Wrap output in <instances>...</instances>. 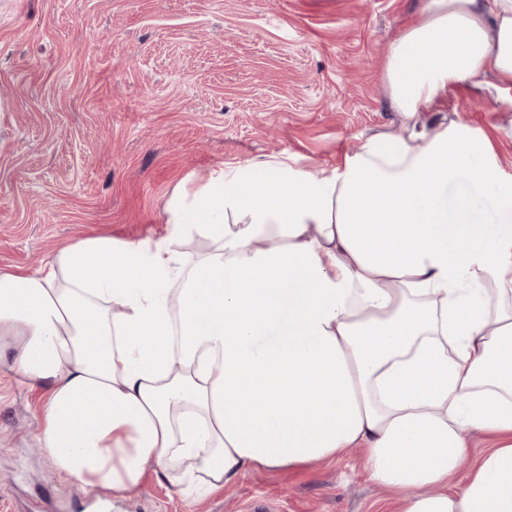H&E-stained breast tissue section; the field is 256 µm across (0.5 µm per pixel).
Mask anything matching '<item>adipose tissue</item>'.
<instances>
[{"instance_id": "1", "label": "adipose tissue", "mask_w": 512, "mask_h": 512, "mask_svg": "<svg viewBox=\"0 0 512 512\" xmlns=\"http://www.w3.org/2000/svg\"><path fill=\"white\" fill-rule=\"evenodd\" d=\"M421 13L387 62L402 134L318 175L285 152L216 169L159 241L0 272V366L37 392L56 471L118 494L154 470L201 500L358 448L396 512H512V176L482 127L422 119L491 75L512 133V0ZM193 231L216 248L187 269ZM473 430L498 439L475 466Z\"/></svg>"}]
</instances>
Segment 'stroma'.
Listing matches in <instances>:
<instances>
[{
	"label": "stroma",
	"instance_id": "stroma-1",
	"mask_svg": "<svg viewBox=\"0 0 512 512\" xmlns=\"http://www.w3.org/2000/svg\"><path fill=\"white\" fill-rule=\"evenodd\" d=\"M420 0H0V271L86 237L156 241L166 203L285 151L317 173L402 131L390 43ZM457 115H500L462 84ZM36 394L0 370V512H89L35 445ZM124 512H394L359 451L255 470L203 501L148 472Z\"/></svg>",
	"mask_w": 512,
	"mask_h": 512
}]
</instances>
